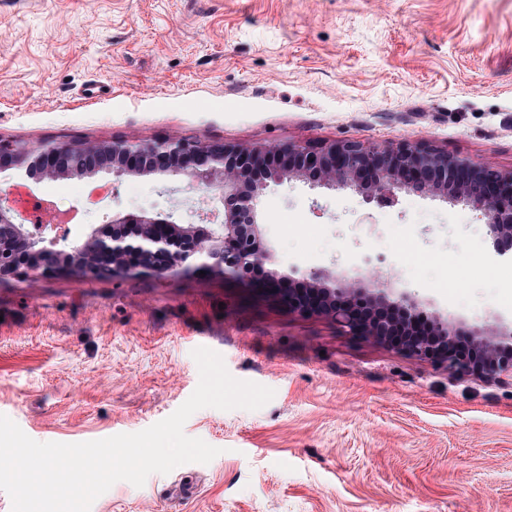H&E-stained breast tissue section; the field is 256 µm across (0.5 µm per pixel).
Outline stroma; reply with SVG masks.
Segmentation results:
<instances>
[{
	"mask_svg": "<svg viewBox=\"0 0 512 512\" xmlns=\"http://www.w3.org/2000/svg\"><path fill=\"white\" fill-rule=\"evenodd\" d=\"M190 136L227 144L425 142L512 168V0H0V135ZM74 180L33 193L82 210L188 213L214 191L154 178L85 206ZM273 269L375 271L433 316L512 326V260L479 212L399 193L273 184ZM274 389L251 411L203 408L184 432L210 463L115 483L91 512H512V377L448 370L197 272L0 280V414L35 441L136 433L193 393L195 341Z\"/></svg>",
	"mask_w": 512,
	"mask_h": 512,
	"instance_id": "obj_1",
	"label": "stroma"
}]
</instances>
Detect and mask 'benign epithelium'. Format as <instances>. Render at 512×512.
<instances>
[{"instance_id": "1", "label": "benign epithelium", "mask_w": 512, "mask_h": 512, "mask_svg": "<svg viewBox=\"0 0 512 512\" xmlns=\"http://www.w3.org/2000/svg\"><path fill=\"white\" fill-rule=\"evenodd\" d=\"M106 173L110 185L126 177L186 178L221 190V208L140 215L115 214L84 239L68 242V228L50 209L21 205L15 189L28 181H61ZM0 279L26 271L55 274L76 268L86 276L178 269L217 273L257 283L304 315L332 318L354 336L396 348L453 371L495 377L512 374V330L466 328L434 319L428 333L410 330L421 312L375 278L361 288L312 271L299 288L266 268L260 198L270 183L300 181L312 188H349L378 207L404 191L464 202L485 219L495 259H512V169L475 165L422 143L380 145L360 140L282 145H228L191 137L105 141H22L0 135Z\"/></svg>"}]
</instances>
